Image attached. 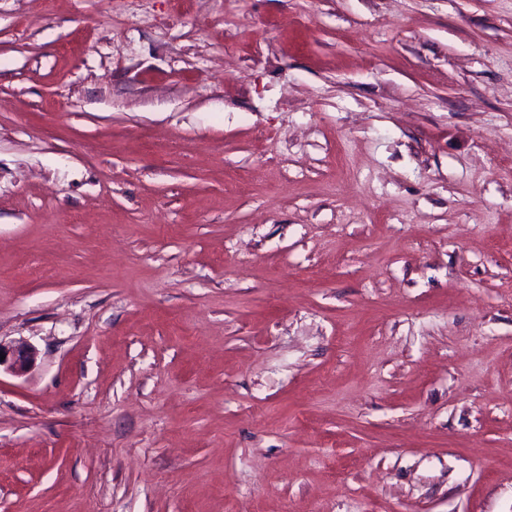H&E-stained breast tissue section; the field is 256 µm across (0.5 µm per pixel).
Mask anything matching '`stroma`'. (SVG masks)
I'll return each instance as SVG.
<instances>
[{"label":"stroma","mask_w":512,"mask_h":512,"mask_svg":"<svg viewBox=\"0 0 512 512\" xmlns=\"http://www.w3.org/2000/svg\"><path fill=\"white\" fill-rule=\"evenodd\" d=\"M0 512H512V0H0ZM1 355H5V359L1 360ZM36 357L34 347L27 343H17L5 346L0 342V373L2 365H6V369L15 374L21 375L28 371L33 365Z\"/></svg>","instance_id":"35a3bbf8"}]
</instances>
